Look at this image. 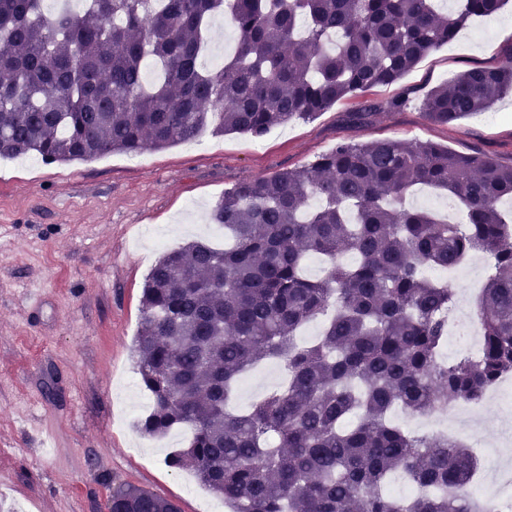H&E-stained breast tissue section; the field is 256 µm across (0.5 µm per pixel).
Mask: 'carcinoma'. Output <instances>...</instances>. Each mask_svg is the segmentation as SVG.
I'll list each match as a JSON object with an SVG mask.
<instances>
[{
  "instance_id": "carcinoma-1",
  "label": "carcinoma",
  "mask_w": 512,
  "mask_h": 512,
  "mask_svg": "<svg viewBox=\"0 0 512 512\" xmlns=\"http://www.w3.org/2000/svg\"><path fill=\"white\" fill-rule=\"evenodd\" d=\"M505 0H0V158L49 163L136 155L197 138H261L337 101L397 83ZM238 32L205 68L212 17ZM512 92V48L430 89L424 117L451 124ZM409 92L347 113L356 125L400 110ZM448 192L464 224L405 206L409 189ZM512 164L432 142L338 143L312 163L237 183L210 213L228 243L166 252L142 288L136 369L152 396L140 433L188 428L167 458L191 467L228 512H475L471 449L420 440L390 421L479 403L512 373ZM489 261L476 314L482 355L437 361L454 293L424 275L473 254ZM322 256L324 277L303 261ZM285 382L242 413L234 383L264 361ZM405 473L410 498L384 491ZM108 512H180L133 485Z\"/></svg>"
}]
</instances>
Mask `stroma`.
<instances>
[{"label": "stroma", "instance_id": "1", "mask_svg": "<svg viewBox=\"0 0 512 512\" xmlns=\"http://www.w3.org/2000/svg\"><path fill=\"white\" fill-rule=\"evenodd\" d=\"M512 48V0L472 19L456 39L423 58L399 83L375 88L412 95L368 126L344 115L361 98L337 102L310 121L261 138L202 134L137 155L114 153L31 169L0 159V506L5 512H106L115 486L132 484L205 512L214 495L165 453L187 431L141 436L151 401L136 384L134 339L144 279L162 256L148 228L171 229L167 246L200 239L220 248L224 230L202 221L234 184L306 165L337 143L380 139L434 142L512 163V93L492 113L448 125L425 119L432 87Z\"/></svg>", "mask_w": 512, "mask_h": 512}]
</instances>
